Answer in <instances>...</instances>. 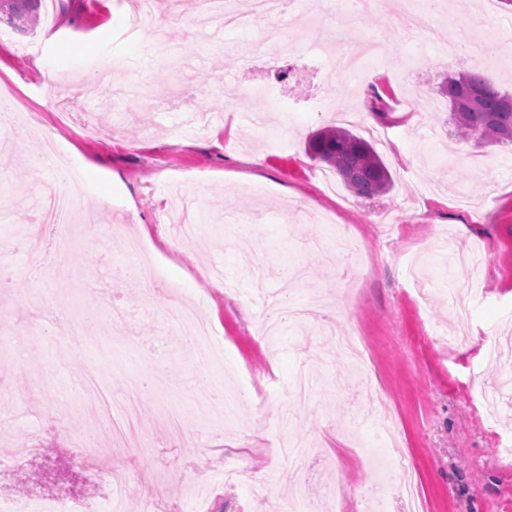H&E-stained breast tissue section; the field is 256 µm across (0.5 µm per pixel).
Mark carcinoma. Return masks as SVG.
<instances>
[{
	"instance_id": "obj_1",
	"label": "carcinoma",
	"mask_w": 512,
	"mask_h": 512,
	"mask_svg": "<svg viewBox=\"0 0 512 512\" xmlns=\"http://www.w3.org/2000/svg\"><path fill=\"white\" fill-rule=\"evenodd\" d=\"M39 0H0V21L21 30L37 22ZM448 100V123L464 142L512 145V95L498 90L477 73L450 76L441 86ZM307 153L326 164L347 190L373 197L390 192L393 180L373 144L338 126L309 136Z\"/></svg>"
}]
</instances>
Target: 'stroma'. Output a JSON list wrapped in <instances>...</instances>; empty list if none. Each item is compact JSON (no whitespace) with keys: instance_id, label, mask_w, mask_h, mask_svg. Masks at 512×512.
Instances as JSON below:
<instances>
[{"instance_id":"stroma-1","label":"stroma","mask_w":512,"mask_h":512,"mask_svg":"<svg viewBox=\"0 0 512 512\" xmlns=\"http://www.w3.org/2000/svg\"><path fill=\"white\" fill-rule=\"evenodd\" d=\"M482 0H437L400 23L407 0H288L285 41L268 45L261 26L218 31L197 0L177 16L136 19L134 0H52L32 36L0 43V84L26 96L41 128L55 131L93 198L107 197L105 221L141 237L155 265L135 267L113 238L82 226L70 255L74 278L45 273L30 249L35 204L55 175L34 165L40 134L25 135L0 156V263L16 277L0 305V444L14 461L0 493H72L110 512L102 489L51 479L33 481L44 464L61 469L83 458L123 469L137 490L124 512H170L206 487L226 458L245 459L258 474L282 467L263 444L280 434L308 442L304 469L254 489L258 512H283L294 492L322 501L343 490L341 512H407L405 498L376 492L389 460L394 424L413 461L427 512H512V146L473 148L453 140L439 85L477 72L512 93V31L501 21L512 7ZM169 37L167 54L154 44ZM493 39V54L449 58L444 40ZM94 49H86V42ZM375 42L381 56L363 70L340 73L332 52ZM110 59L125 80H148L152 95L104 99L93 66ZM78 75L77 111L60 112L43 71ZM355 115L359 136L388 166L393 189L371 199L343 184L327 190L325 167L305 151L310 133L334 124L333 109ZM199 200L197 237L170 246L158 215L169 187ZM470 227L458 234L459 224ZM348 225L362 251L349 270L321 262L315 239L335 246L333 227ZM299 263L307 277L288 305L315 291L328 298L336 334L364 332L375 364L351 361L313 320L285 324L260 337L265 296L278 273ZM47 291L59 306L97 318L125 312L104 335L71 337L34 314L25 297ZM203 307L224 346V361L201 371L182 336L164 319L178 300ZM250 373L232 427L191 403L201 380L238 384ZM382 391L364 395L371 379ZM139 390L143 452L128 451L115 429L95 430L99 411L121 418L128 385ZM179 409L187 445L172 441L159 405ZM93 448H84L88 430Z\"/></svg>"}]
</instances>
